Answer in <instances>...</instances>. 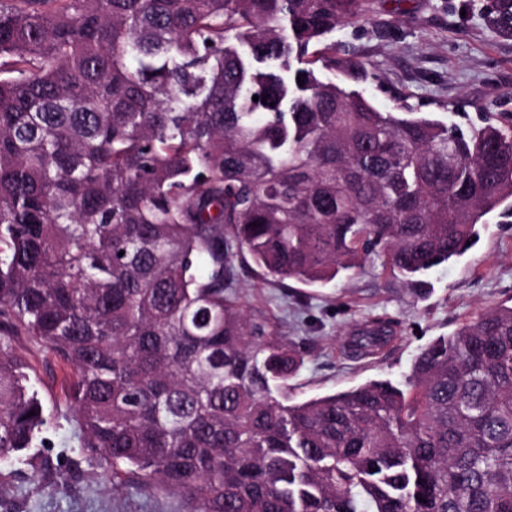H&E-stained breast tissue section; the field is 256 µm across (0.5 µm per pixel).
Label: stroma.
<instances>
[{"instance_id": "stroma-1", "label": "stroma", "mask_w": 512, "mask_h": 512, "mask_svg": "<svg viewBox=\"0 0 512 512\" xmlns=\"http://www.w3.org/2000/svg\"><path fill=\"white\" fill-rule=\"evenodd\" d=\"M334 38L375 64L377 79L361 88L380 109H393L405 97L417 111L462 126L483 113L512 122V34L486 27L483 0H370L367 22L340 28ZM233 265L232 295L300 351L303 363L288 385L290 397L302 400L370 379L402 380L431 340L451 335L478 313L511 305L512 224L489 219L479 241L431 271L418 293L375 257L313 286L270 284L239 257ZM376 316L398 322L397 338L375 356H350V337ZM12 349L26 362L51 421L42 445L0 461V512H186L181 497L141 494L79 448L66 402L69 369L28 337H15Z\"/></svg>"}]
</instances>
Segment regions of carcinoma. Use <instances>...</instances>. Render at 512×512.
I'll use <instances>...</instances> for the list:
<instances>
[{
	"label": "carcinoma",
	"instance_id": "obj_1",
	"mask_svg": "<svg viewBox=\"0 0 512 512\" xmlns=\"http://www.w3.org/2000/svg\"><path fill=\"white\" fill-rule=\"evenodd\" d=\"M367 4L0 0V455L48 423L24 335L74 372L79 447L189 512H512V304L401 382L294 402L299 357L225 295L239 255L278 284L374 255L420 286L512 217L511 125L349 84L373 67L332 34ZM484 21L512 33V0Z\"/></svg>",
	"mask_w": 512,
	"mask_h": 512
}]
</instances>
